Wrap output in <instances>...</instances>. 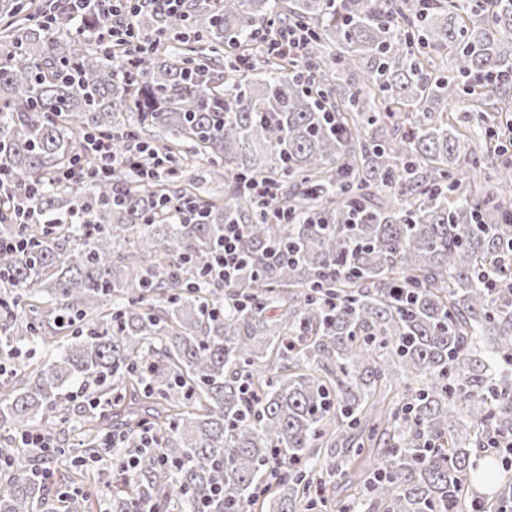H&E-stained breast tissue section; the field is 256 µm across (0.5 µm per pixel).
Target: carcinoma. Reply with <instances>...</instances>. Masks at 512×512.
<instances>
[{
  "label": "carcinoma",
  "mask_w": 512,
  "mask_h": 512,
  "mask_svg": "<svg viewBox=\"0 0 512 512\" xmlns=\"http://www.w3.org/2000/svg\"><path fill=\"white\" fill-rule=\"evenodd\" d=\"M312 32L314 90L261 27ZM155 37L148 38L143 28ZM137 49L98 45L112 17L69 0H0V512H89L108 429L157 455L116 468L111 512H497L512 459V160L492 167L512 89V0H183L141 4ZM471 103L485 149L448 119ZM159 130L171 174L131 166L67 185L54 173L86 132ZM224 176L193 224L173 208L183 148ZM274 184L288 216L247 196ZM34 213L38 223L19 217ZM82 214L89 224H73ZM248 265L208 275L224 225ZM53 351L31 354V346ZM86 411L57 476L86 490L57 504L18 447L55 430L68 382Z\"/></svg>",
  "instance_id": "carcinoma-1"
}]
</instances>
